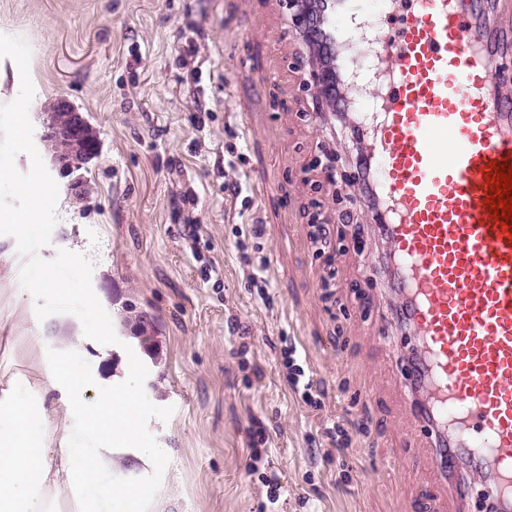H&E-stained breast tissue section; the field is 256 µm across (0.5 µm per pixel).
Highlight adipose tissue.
Here are the masks:
<instances>
[{
	"instance_id": "1",
	"label": "adipose tissue",
	"mask_w": 512,
	"mask_h": 512,
	"mask_svg": "<svg viewBox=\"0 0 512 512\" xmlns=\"http://www.w3.org/2000/svg\"><path fill=\"white\" fill-rule=\"evenodd\" d=\"M18 191L29 205L5 217L13 237L0 239V281L21 277L25 296L52 293L63 311L54 318L37 314L30 302L15 308L19 319H34L35 329L27 371L0 375V512H146L155 490L125 482L126 463L133 458L155 470L167 451L143 439L144 399L123 378L88 401L92 382L80 371L84 337L65 309L76 305L91 316L97 303L40 260L18 255L17 243L41 237L37 219L52 201L38 183Z\"/></svg>"
}]
</instances>
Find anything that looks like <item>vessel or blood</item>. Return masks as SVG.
<instances>
[{"label": "vessel or blood", "instance_id": "b4317fda", "mask_svg": "<svg viewBox=\"0 0 512 512\" xmlns=\"http://www.w3.org/2000/svg\"><path fill=\"white\" fill-rule=\"evenodd\" d=\"M329 0L338 66L369 62L355 88L374 170L371 199L418 340L407 368L408 428L434 434L432 463L458 501L467 460L512 505V237L492 221L485 173L512 164V97L489 63L511 36L482 22L491 0Z\"/></svg>", "mask_w": 512, "mask_h": 512}]
</instances>
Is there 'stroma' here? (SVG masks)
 <instances>
[{
  "label": "stroma",
  "instance_id": "stroma-1",
  "mask_svg": "<svg viewBox=\"0 0 512 512\" xmlns=\"http://www.w3.org/2000/svg\"><path fill=\"white\" fill-rule=\"evenodd\" d=\"M286 5L0 0V69L29 111L21 141L0 136V156L15 182L46 184L55 198L29 248L97 298L82 367L101 387L129 355L141 359L128 385L147 400L144 435L168 456L126 479L156 486L153 512H459L429 432L404 424L412 343L393 317L387 244L344 188L309 168L324 150L352 180L356 147L309 88ZM61 101L100 143L80 195L38 139ZM234 181L251 208L225 194ZM346 214L363 226V248L337 251L329 305L308 230ZM248 222L264 234L243 251L236 230ZM261 261L266 302L252 285ZM14 294L0 286V373L25 370L14 341L33 333L12 313ZM288 341L321 409L285 379ZM336 423L352 436L342 452L326 435Z\"/></svg>",
  "mask_w": 512,
  "mask_h": 512
}]
</instances>
